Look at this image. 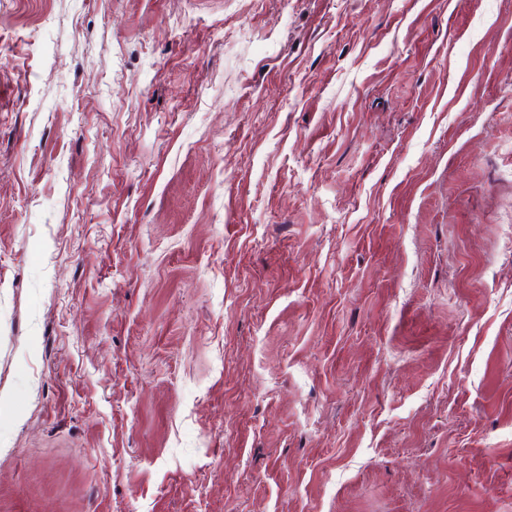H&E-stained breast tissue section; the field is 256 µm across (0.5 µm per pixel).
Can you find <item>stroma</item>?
<instances>
[{
  "label": "stroma",
  "instance_id": "35a3bbf8",
  "mask_svg": "<svg viewBox=\"0 0 512 512\" xmlns=\"http://www.w3.org/2000/svg\"><path fill=\"white\" fill-rule=\"evenodd\" d=\"M0 512H512V0H0Z\"/></svg>",
  "mask_w": 512,
  "mask_h": 512
}]
</instances>
